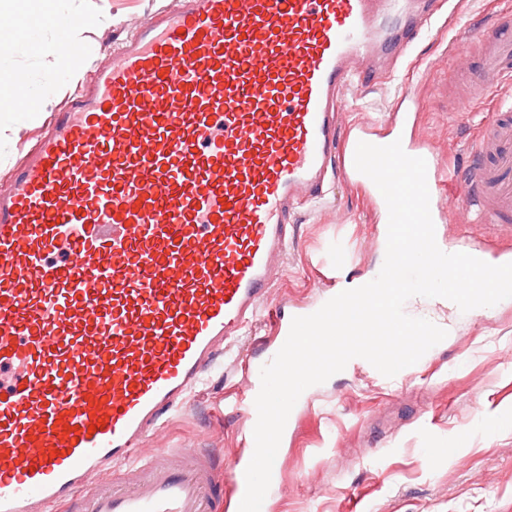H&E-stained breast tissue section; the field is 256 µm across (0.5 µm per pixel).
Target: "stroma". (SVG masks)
<instances>
[{
	"instance_id": "stroma-1",
	"label": "stroma",
	"mask_w": 512,
	"mask_h": 512,
	"mask_svg": "<svg viewBox=\"0 0 512 512\" xmlns=\"http://www.w3.org/2000/svg\"><path fill=\"white\" fill-rule=\"evenodd\" d=\"M170 2L110 0L109 23L46 25L33 36L7 40L0 50V184L73 95L67 65L83 68L81 82L89 84L111 63L113 46ZM509 7L512 0H458L459 31L434 26L414 49L410 76L425 106L408 135L465 177L476 163L477 134L491 117L476 97L490 89L499 102L512 101L511 83L480 71L478 45L496 11ZM55 46L60 54H52ZM50 72L59 89L40 117L31 118L21 92L37 91ZM401 92L397 78L351 87L344 124L389 134ZM438 209L443 243L512 261V234L474 222L458 193L439 195ZM289 222L293 240L266 311L289 317L318 309L383 264V226L350 182L337 181L326 203L300 205ZM409 309L448 324L447 337L393 386L349 364L299 398L280 450L284 479L267 493L264 512H512V299L487 316L436 302ZM275 336L262 315L236 337L223 368L147 440V454L209 448L228 462L245 455L251 422L236 401L252 382L247 366L267 358Z\"/></svg>"
}]
</instances>
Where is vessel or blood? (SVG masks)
<instances>
[{
	"label": "vessel or blood",
	"mask_w": 512,
	"mask_h": 512,
	"mask_svg": "<svg viewBox=\"0 0 512 512\" xmlns=\"http://www.w3.org/2000/svg\"><path fill=\"white\" fill-rule=\"evenodd\" d=\"M451 0H177L127 40L55 133L0 190V512H221L249 456L172 448L131 490L103 470L184 408L267 298L288 215L340 177L385 200L354 164L338 109L356 83L410 69ZM484 65L512 79V12ZM495 152L470 181L426 154L427 184L512 228V114L480 132Z\"/></svg>",
	"instance_id": "1"
}]
</instances>
